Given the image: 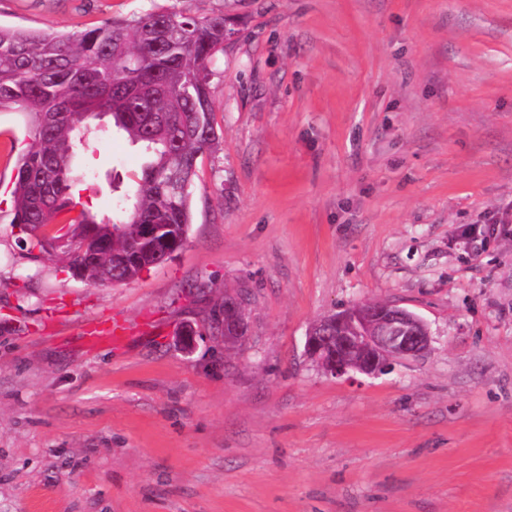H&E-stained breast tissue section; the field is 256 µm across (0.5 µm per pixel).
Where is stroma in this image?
<instances>
[{"instance_id": "obj_1", "label": "stroma", "mask_w": 512, "mask_h": 512, "mask_svg": "<svg viewBox=\"0 0 512 512\" xmlns=\"http://www.w3.org/2000/svg\"><path fill=\"white\" fill-rule=\"evenodd\" d=\"M224 9V146L136 279L14 224L29 118L0 112V512H512V0H0V25ZM144 161L100 135L80 203L111 216ZM363 302L420 315L430 351L326 374L308 331ZM113 316L126 341L85 346Z\"/></svg>"}]
</instances>
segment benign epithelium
Wrapping results in <instances>:
<instances>
[{
	"label": "benign epithelium",
	"mask_w": 512,
	"mask_h": 512,
	"mask_svg": "<svg viewBox=\"0 0 512 512\" xmlns=\"http://www.w3.org/2000/svg\"><path fill=\"white\" fill-rule=\"evenodd\" d=\"M333 335L309 331L305 350L326 373L341 377L350 372L378 376L392 362L430 351L426 321L393 304L361 303L330 319Z\"/></svg>",
	"instance_id": "1"
}]
</instances>
